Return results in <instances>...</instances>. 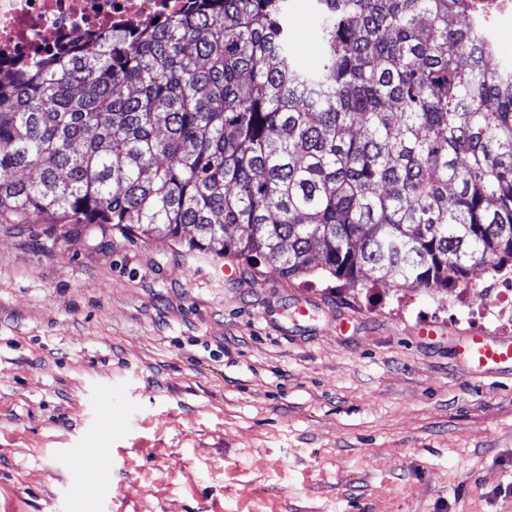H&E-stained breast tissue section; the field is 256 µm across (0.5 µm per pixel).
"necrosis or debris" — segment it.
I'll return each instance as SVG.
<instances>
[{
    "mask_svg": "<svg viewBox=\"0 0 512 512\" xmlns=\"http://www.w3.org/2000/svg\"><path fill=\"white\" fill-rule=\"evenodd\" d=\"M186 0H0V67L68 46L93 48L115 30L168 16Z\"/></svg>",
    "mask_w": 512,
    "mask_h": 512,
    "instance_id": "obj_1",
    "label": "necrosis or debris"
}]
</instances>
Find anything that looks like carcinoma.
Segmentation results:
<instances>
[{"instance_id":"cac0c4a2","label":"carcinoma","mask_w":512,"mask_h":512,"mask_svg":"<svg viewBox=\"0 0 512 512\" xmlns=\"http://www.w3.org/2000/svg\"><path fill=\"white\" fill-rule=\"evenodd\" d=\"M188 0L0 76V215L110 224L285 278L512 274V63L467 0ZM26 169L38 177H20ZM289 16L298 37L297 61L302 66H308L313 60L309 34L314 25V17L305 5L293 6Z\"/></svg>"}]
</instances>
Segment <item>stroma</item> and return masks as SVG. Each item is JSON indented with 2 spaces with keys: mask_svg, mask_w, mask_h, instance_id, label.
<instances>
[{
  "mask_svg": "<svg viewBox=\"0 0 512 512\" xmlns=\"http://www.w3.org/2000/svg\"><path fill=\"white\" fill-rule=\"evenodd\" d=\"M473 327L441 288L0 222V512H512V363L459 358Z\"/></svg>",
  "mask_w": 512,
  "mask_h": 512,
  "instance_id": "stroma-1",
  "label": "stroma"
}]
</instances>
